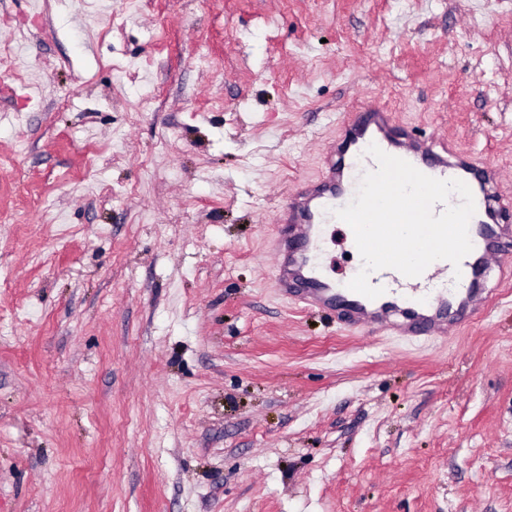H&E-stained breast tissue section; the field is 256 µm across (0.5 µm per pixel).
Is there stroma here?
I'll list each match as a JSON object with an SVG mask.
<instances>
[{
  "mask_svg": "<svg viewBox=\"0 0 512 512\" xmlns=\"http://www.w3.org/2000/svg\"><path fill=\"white\" fill-rule=\"evenodd\" d=\"M376 101L512 170V0H0V512H512V277L407 339L272 276Z\"/></svg>",
  "mask_w": 512,
  "mask_h": 512,
  "instance_id": "1",
  "label": "stroma"
}]
</instances>
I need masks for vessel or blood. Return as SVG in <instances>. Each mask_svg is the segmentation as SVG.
<instances>
[{
    "label": "vessel or blood",
    "mask_w": 512,
    "mask_h": 512,
    "mask_svg": "<svg viewBox=\"0 0 512 512\" xmlns=\"http://www.w3.org/2000/svg\"><path fill=\"white\" fill-rule=\"evenodd\" d=\"M372 144L430 177L457 179L470 188L475 213L468 234L473 249L460 263L458 280H449L447 266L436 262L414 278L382 269L371 274L370 282L383 293L370 299L351 291L346 280L331 278L323 261L324 227L336 223V209L353 200L362 175L376 170V161L366 153ZM501 180L500 169L481 158L417 130L399 129L390 109L363 106L342 122L320 175L289 189L278 218L275 282L285 296L341 315L355 330L376 327L396 336L428 339L446 335L450 326L477 313L480 291L475 283L490 263L496 260L504 269L512 268V259L500 249L502 239L512 236V222L506 219L512 198L498 195Z\"/></svg>",
    "instance_id": "vessel-or-blood-1"
}]
</instances>
